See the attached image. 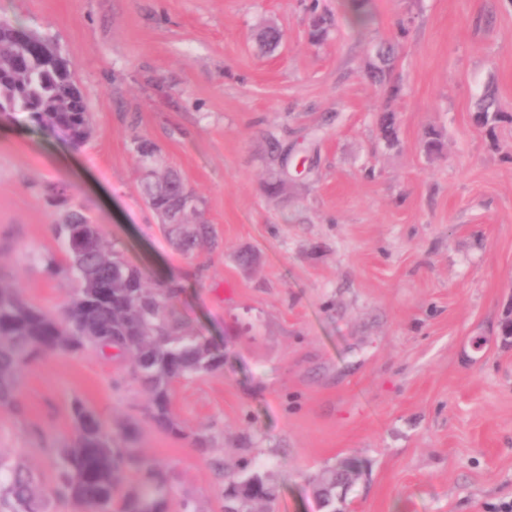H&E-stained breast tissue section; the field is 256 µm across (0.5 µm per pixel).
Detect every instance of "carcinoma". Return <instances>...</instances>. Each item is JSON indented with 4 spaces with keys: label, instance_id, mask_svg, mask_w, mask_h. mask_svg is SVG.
<instances>
[{
    "label": "carcinoma",
    "instance_id": "obj_1",
    "mask_svg": "<svg viewBox=\"0 0 512 512\" xmlns=\"http://www.w3.org/2000/svg\"><path fill=\"white\" fill-rule=\"evenodd\" d=\"M369 0H350L352 25L364 31L372 16ZM15 26L0 19V118L20 117L42 132L74 145L91 135V116L74 79L69 61L45 68L32 62V74L18 69L21 51ZM369 77L378 85H391L396 46L382 43ZM509 118L502 112H478L477 127L489 131ZM381 134L392 146L397 142L394 116L381 118ZM142 189L149 206L175 227L181 249L189 254L213 240L210 227L185 228L186 215H201V200L174 172L142 173ZM79 224L87 237L83 250L66 249L63 272L75 282L69 300L58 314L30 301L10 280L0 275V409L23 413L17 393L20 367L54 353L110 354L129 358V374L143 393L151 420L162 430L181 435L172 414L175 384L223 365L224 358L211 341L194 331L176 311L178 289L161 281L147 283L144 272L129 264L105 240L101 225L92 224L80 211L68 209L54 233L69 238L70 226ZM69 440L49 448L54 476L50 484L19 464L0 460V509L3 512H47L46 503L62 502L72 512H168L172 492L169 470L149 461L131 446L135 430L120 434L107 429L98 415L80 400L70 408ZM343 462L327 467L316 482L315 494L326 512H336V501L347 470ZM134 471L137 483L123 491L126 473ZM223 512H268L277 488L249 464L224 468Z\"/></svg>",
    "mask_w": 512,
    "mask_h": 512
}]
</instances>
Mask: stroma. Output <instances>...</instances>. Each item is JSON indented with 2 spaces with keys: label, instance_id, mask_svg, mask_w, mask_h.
Here are the masks:
<instances>
[{
  "label": "stroma",
  "instance_id": "obj_1",
  "mask_svg": "<svg viewBox=\"0 0 512 512\" xmlns=\"http://www.w3.org/2000/svg\"><path fill=\"white\" fill-rule=\"evenodd\" d=\"M0 0V17L73 66L93 134L76 146L25 122L0 132V271L34 303L71 294L46 188L102 226L149 280L190 277L179 315L224 356L177 384L158 430L118 357L22 366L25 412L0 410V456L53 477L49 446L82 400L168 466L169 512H222L221 464L277 486L272 512H322L311 482L364 471L341 512H501L512 504V123L473 116L486 91L512 113V0ZM331 32L311 42V6ZM274 22L279 48L256 31ZM400 45L402 90L366 76L371 45ZM396 115L398 141L377 113ZM443 134L437 156L425 131ZM202 201L214 246L184 254L140 191L138 139ZM282 182L268 193V182ZM209 436L206 450L192 437Z\"/></svg>",
  "mask_w": 512,
  "mask_h": 512
}]
</instances>
